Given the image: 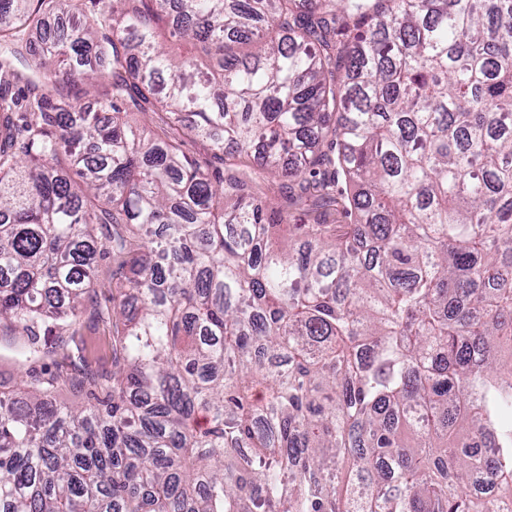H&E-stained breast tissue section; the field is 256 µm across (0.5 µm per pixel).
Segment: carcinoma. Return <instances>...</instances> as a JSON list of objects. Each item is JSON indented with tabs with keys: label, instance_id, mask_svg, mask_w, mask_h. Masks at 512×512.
Wrapping results in <instances>:
<instances>
[{
	"label": "carcinoma",
	"instance_id": "obj_1",
	"mask_svg": "<svg viewBox=\"0 0 512 512\" xmlns=\"http://www.w3.org/2000/svg\"><path fill=\"white\" fill-rule=\"evenodd\" d=\"M82 2L0 0V512H512V0ZM182 150L191 159L197 160L202 165H209L210 170H224L221 161L213 156L210 147L205 142L195 139L192 136L184 135L182 137ZM275 206L281 211L282 215L288 217V224H313L315 216L322 215L326 224H347L348 219L344 218L338 210L336 203H332L323 208H313L311 202L293 203L288 200V180H276L272 189L268 192ZM95 298L101 308H111L112 301V262L109 259L101 261L98 279L95 285ZM81 334L88 365L99 372H112V336L106 324L87 313L81 322ZM21 369L0 351V390L16 389L21 379Z\"/></svg>",
	"mask_w": 512,
	"mask_h": 512
}]
</instances>
